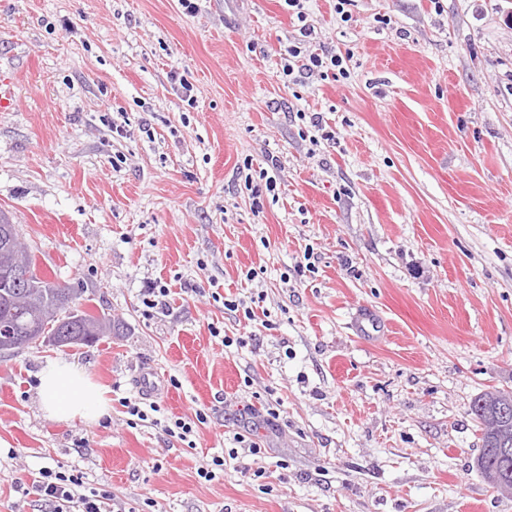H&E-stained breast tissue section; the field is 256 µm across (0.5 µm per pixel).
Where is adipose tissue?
<instances>
[{
	"label": "adipose tissue",
	"mask_w": 512,
	"mask_h": 512,
	"mask_svg": "<svg viewBox=\"0 0 512 512\" xmlns=\"http://www.w3.org/2000/svg\"><path fill=\"white\" fill-rule=\"evenodd\" d=\"M39 395L44 411L59 420L80 418L92 423L108 412L101 387L64 361L44 365L39 374Z\"/></svg>",
	"instance_id": "1"
}]
</instances>
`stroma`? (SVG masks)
<instances>
[{"mask_svg":"<svg viewBox=\"0 0 512 512\" xmlns=\"http://www.w3.org/2000/svg\"><path fill=\"white\" fill-rule=\"evenodd\" d=\"M336 4L0 0V210L120 324L0 358V512H50L45 469L124 512H512L468 413L512 390V0ZM304 23L345 78L284 75ZM60 359L109 416L48 417ZM127 398L156 409L129 424Z\"/></svg>","mask_w":512,"mask_h":512,"instance_id":"1","label":"stroma"}]
</instances>
